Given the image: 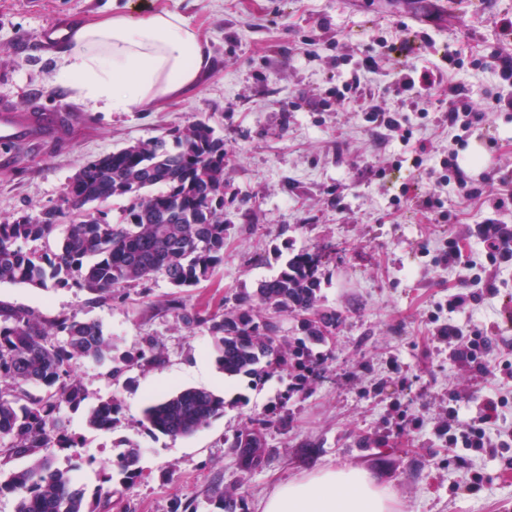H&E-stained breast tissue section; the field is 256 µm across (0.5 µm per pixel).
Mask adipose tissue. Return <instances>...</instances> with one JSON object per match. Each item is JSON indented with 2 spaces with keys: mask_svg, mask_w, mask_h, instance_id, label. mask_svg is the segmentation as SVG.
I'll list each match as a JSON object with an SVG mask.
<instances>
[{
  "mask_svg": "<svg viewBox=\"0 0 512 512\" xmlns=\"http://www.w3.org/2000/svg\"><path fill=\"white\" fill-rule=\"evenodd\" d=\"M56 81L94 110L130 112L194 88L211 57L191 22L169 9L125 10L69 32ZM394 494L363 469L322 467L275 485L258 512H394Z\"/></svg>",
  "mask_w": 512,
  "mask_h": 512,
  "instance_id": "ef3b65f1",
  "label": "adipose tissue"
}]
</instances>
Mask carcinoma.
Masks as SVG:
<instances>
[{"mask_svg": "<svg viewBox=\"0 0 512 512\" xmlns=\"http://www.w3.org/2000/svg\"><path fill=\"white\" fill-rule=\"evenodd\" d=\"M230 162L224 140L211 127L194 122L171 138L134 142L84 165L70 179L64 206L23 213L0 222V284L77 288L100 303L112 290L164 276L176 288L207 280L224 252V168ZM114 197L130 204L123 221L112 224L97 208ZM65 235L55 250L25 249L22 242L49 238L60 225ZM321 256L301 251L287 259L278 275L262 282L256 299H240L229 314L181 312L185 324H206L215 340L216 363L227 378L245 376L259 386L291 369L315 374L324 345L336 329V313L316 309ZM291 314L303 337L288 343L279 321L260 309ZM112 343L96 322L75 315H45L0 304V494L18 495L15 512H110L111 493H87L71 470L52 465L53 448L80 458V441L69 433L60 409H77L87 393L74 374L83 359L113 363L118 379L131 367L165 363L158 343L145 338L133 352L113 355ZM121 402L101 400L88 425L110 431L120 422ZM224 414V397L204 388H183L160 397L144 410L148 428L171 437L189 436ZM288 428V413L254 417L233 437L229 448L239 466H265L277 454L267 431ZM15 458L20 469L5 470ZM141 451L130 445L103 467L104 482L129 485L141 478ZM211 512H246L243 499L213 484Z\"/></svg>", "mask_w": 512, "mask_h": 512, "instance_id": "cac0c4a2", "label": "carcinoma"}]
</instances>
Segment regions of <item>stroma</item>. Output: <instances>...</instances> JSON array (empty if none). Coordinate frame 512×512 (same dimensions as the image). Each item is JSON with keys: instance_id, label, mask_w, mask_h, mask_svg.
I'll return each mask as SVG.
<instances>
[{"instance_id": "1", "label": "stroma", "mask_w": 512, "mask_h": 512, "mask_svg": "<svg viewBox=\"0 0 512 512\" xmlns=\"http://www.w3.org/2000/svg\"><path fill=\"white\" fill-rule=\"evenodd\" d=\"M126 2L0 0V106L52 112L68 105L61 128L0 146V221L62 206L68 182L89 161L199 120L232 156L224 170V256L199 285L176 288L158 275L92 304L73 288L0 284V303L98 322L117 352L150 336L165 353L162 367L129 370L126 383L112 379L110 362L76 364L87 399L62 414L83 455L96 459L76 470L78 480L90 491L101 485L100 465L120 441L140 448L144 474L113 496L112 512H169L177 497L195 498L197 512H210L207 491L215 481L252 510L278 482L344 465L390 486L395 512H512V457L449 448L436 431L449 393H458L469 418L487 390L435 338L447 322L479 327L488 332L492 357L512 354V321L503 315L512 309V266L496 271L497 294L451 313L441 305L467 292L466 272L433 261L451 238L462 240L466 254L480 253L475 229L486 219L512 225V207L494 209L490 196L500 178L512 177V107L487 113L480 125L497 141L494 149L472 132L456 137L446 119L449 86H462L481 107L512 97V82L491 61L494 52L512 54V30L500 28L512 20V0H467L448 15L426 0H149L192 22L209 45L211 70L181 97L132 112H95L57 83L63 50L46 48L40 34L110 16L113 4ZM411 39L421 49L381 48ZM455 48L467 52L463 66L443 70L428 96L416 102L397 93L405 73L441 64ZM370 56L376 68L363 69ZM355 78L357 92L337 103V89ZM375 107L406 113L432 162L455 152L468 180L488 179V195L467 199L455 187L439 188L429 164L413 167L410 147L383 123L367 121ZM436 192L445 201L441 215L423 208ZM301 251L321 254L317 306L337 317L319 376L295 394L287 372L258 387L244 377L225 379L207 326L186 325L179 308L231 312L237 297L254 295ZM186 387L223 395V415L175 439L146 429L145 407ZM111 395L122 402V422L109 433L92 429L89 408ZM282 404L287 429L267 433L276 456L242 470L229 450L233 436L249 418ZM395 405L419 427L388 424ZM363 436L371 440L365 448ZM476 474L480 490L465 492Z\"/></svg>"}]
</instances>
